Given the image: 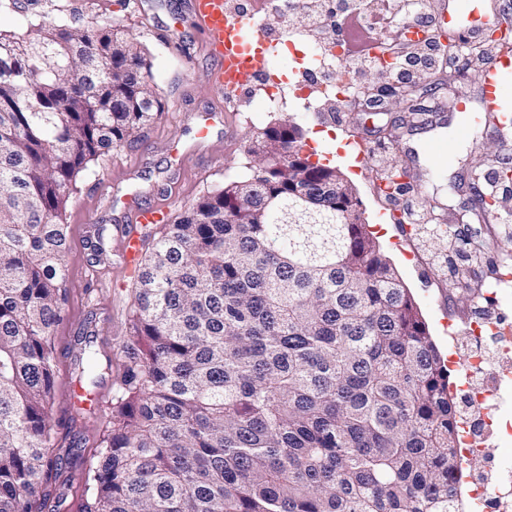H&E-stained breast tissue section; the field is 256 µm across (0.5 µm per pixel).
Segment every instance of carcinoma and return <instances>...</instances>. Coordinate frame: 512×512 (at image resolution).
Masks as SVG:
<instances>
[{
    "mask_svg": "<svg viewBox=\"0 0 512 512\" xmlns=\"http://www.w3.org/2000/svg\"><path fill=\"white\" fill-rule=\"evenodd\" d=\"M0 29V512H44L47 423L77 178L158 115L134 39L103 19ZM252 173L143 258L82 512H463L450 371L336 170L288 120ZM429 239L441 224H415ZM79 378L111 369L90 335Z\"/></svg>",
    "mask_w": 512,
    "mask_h": 512,
    "instance_id": "obj_1",
    "label": "carcinoma"
}]
</instances>
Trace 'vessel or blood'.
<instances>
[{
  "instance_id": "1",
  "label": "vessel or blood",
  "mask_w": 512,
  "mask_h": 512,
  "mask_svg": "<svg viewBox=\"0 0 512 512\" xmlns=\"http://www.w3.org/2000/svg\"><path fill=\"white\" fill-rule=\"evenodd\" d=\"M192 23L206 37V50L214 60L212 78L228 93L247 90L257 80L268 61L270 41L267 23L256 22L246 13L236 11L231 0H190ZM442 22L476 32L500 24V17L481 13L477 6L459 0L452 9L440 8ZM485 109L499 112L512 102V59L495 55L484 68ZM168 218L166 207L135 206L129 212L134 224H161Z\"/></svg>"
}]
</instances>
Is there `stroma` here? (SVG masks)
<instances>
[{"label":"stroma","instance_id":"stroma-1","mask_svg":"<svg viewBox=\"0 0 512 512\" xmlns=\"http://www.w3.org/2000/svg\"><path fill=\"white\" fill-rule=\"evenodd\" d=\"M80 24L111 18L145 52L153 85L161 102L157 118L132 142L92 163L82 176L63 215L68 226L66 256V317L54 330L58 379L49 425L54 451L69 463L46 490L57 501L56 512H80L83 499V460L96 451L98 436L112 402V376L124 359L122 342L133 302L137 275L121 255L129 230L155 235L151 224L131 225L129 206L165 204L170 220H178L200 197L249 175L254 158L248 148L262 128L291 119L302 130L308 147L321 163L335 166L353 186L366 224L380 250L412 293L430 334L451 371V394L463 404L466 359L472 352L490 353L494 339L472 341L469 323L478 318L501 321L512 336V182L497 194V205L480 217L473 184L495 178L512 143V122L494 119L484 110L482 52L500 51L487 34L473 38V46L455 65L446 60L416 78V85L435 84L432 125L418 127L391 89L390 73L367 72L352 100L337 102L312 90L297 97L302 81L297 59L315 40L305 31L302 12L284 14L279 0L259 9L279 37L277 50L287 66L277 67L287 94L283 109H262L264 90L248 92L233 102L211 80L212 63L203 37L188 19L190 0H60ZM453 80H446L448 70ZM466 111H459V102ZM226 112L233 133L215 125L208 139L197 136V117L203 112ZM454 140L450 162L416 155L421 136ZM406 168L407 191L386 199L376 185L393 168ZM419 211L449 225V239L422 243L411 226L396 216ZM456 337H449V325ZM90 330L102 360L111 373L96 385L79 387L73 375L79 336ZM500 404H487L481 416L492 426H480L483 453L470 456L462 478L463 492L474 483L497 486L512 512V388L502 387Z\"/></svg>","mask_w":512,"mask_h":512}]
</instances>
